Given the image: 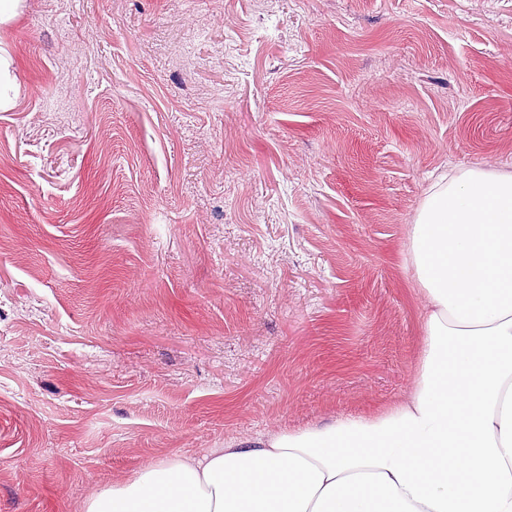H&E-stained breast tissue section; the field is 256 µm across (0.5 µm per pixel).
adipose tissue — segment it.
I'll list each match as a JSON object with an SVG mask.
<instances>
[{"mask_svg":"<svg viewBox=\"0 0 512 512\" xmlns=\"http://www.w3.org/2000/svg\"><path fill=\"white\" fill-rule=\"evenodd\" d=\"M405 263L425 304L402 398L146 462L84 512H512V174L432 186Z\"/></svg>","mask_w":512,"mask_h":512,"instance_id":"adipose-tissue-1","label":"adipose tissue"}]
</instances>
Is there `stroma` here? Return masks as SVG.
Here are the masks:
<instances>
[{
  "label": "stroma",
  "instance_id": "stroma-1",
  "mask_svg": "<svg viewBox=\"0 0 512 512\" xmlns=\"http://www.w3.org/2000/svg\"><path fill=\"white\" fill-rule=\"evenodd\" d=\"M0 48V512L405 393L416 212L512 172V0H25Z\"/></svg>",
  "mask_w": 512,
  "mask_h": 512
}]
</instances>
